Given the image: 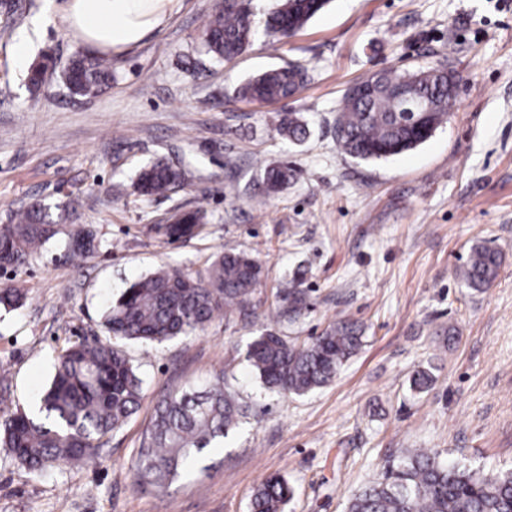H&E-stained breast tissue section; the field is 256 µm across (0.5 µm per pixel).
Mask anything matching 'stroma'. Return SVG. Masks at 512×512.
Masks as SVG:
<instances>
[{"mask_svg":"<svg viewBox=\"0 0 512 512\" xmlns=\"http://www.w3.org/2000/svg\"><path fill=\"white\" fill-rule=\"evenodd\" d=\"M66 0L0 6V225L40 201L59 224L92 228L77 257L52 240L12 270L22 306L0 310V419L37 406L60 354L105 339L110 300L162 266L205 271L219 251L262 266L256 315L216 317L162 344L122 342L144 388L138 412L95 461L40 475L0 448V512H248L272 474L293 489L286 512H346L350 496L381 480L403 449L424 448L475 468H512V0H330L288 44L266 31L275 0H245L255 34L230 63L202 48L218 0H184L140 44L112 54V79L95 96L61 77L95 48L62 21ZM25 45V59L16 56ZM52 51L58 77L39 90L27 72ZM297 60L309 82L275 104L235 101V85ZM447 61L460 81L447 121L423 144L380 161L343 154L333 122L345 90L383 69ZM294 111L310 135L271 129ZM186 182L146 199L132 182L156 159ZM288 162V187L264 195L265 166ZM199 208V236L162 230L176 209ZM502 253L495 281L475 292L458 275L470 249ZM302 273L308 308L276 316L280 284ZM352 319L361 349L328 385L303 396L265 392L249 372L250 343L272 330L303 343ZM434 380L422 392L418 370ZM223 376L246 412L208 467L164 489L138 488L132 459L169 390Z\"/></svg>","mask_w":512,"mask_h":512,"instance_id":"35a3bbf8","label":"stroma"}]
</instances>
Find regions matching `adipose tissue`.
<instances>
[{"label":"adipose tissue","instance_id":"ef3b65f1","mask_svg":"<svg viewBox=\"0 0 512 512\" xmlns=\"http://www.w3.org/2000/svg\"><path fill=\"white\" fill-rule=\"evenodd\" d=\"M183 0H67L64 13L76 38L104 53L139 42L179 12Z\"/></svg>","mask_w":512,"mask_h":512}]
</instances>
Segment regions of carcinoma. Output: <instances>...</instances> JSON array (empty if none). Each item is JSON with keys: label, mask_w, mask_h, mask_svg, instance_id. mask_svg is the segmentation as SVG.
<instances>
[{"label": "carcinoma", "mask_w": 512, "mask_h": 512, "mask_svg": "<svg viewBox=\"0 0 512 512\" xmlns=\"http://www.w3.org/2000/svg\"><path fill=\"white\" fill-rule=\"evenodd\" d=\"M329 0H278L266 20L278 41L296 35ZM205 54L229 61L250 46L254 36L250 12L240 0H222L204 23ZM70 90L91 96L112 79L111 64L98 57H77L63 74ZM448 69L427 65L381 70L350 86L336 113V144L364 161L386 159L428 140L448 118ZM308 71L298 62L253 76L234 89L241 101L278 103L296 95L307 83ZM414 88L434 107L429 112H403L398 89ZM274 130L291 142L307 138L308 126L296 112L278 114ZM293 178L286 163L264 173L265 194L281 191ZM185 182L182 168L162 160L139 173L134 189L144 197H166ZM165 225L172 241L196 237L206 224L201 209L178 210ZM63 235L76 256H87L94 234L86 228H66L50 220L39 203L16 210L0 226V266H18L43 244ZM499 250L475 245L459 277L477 291L497 278ZM261 267L245 251L220 252L206 275L162 267L132 283L106 314L108 332L135 342L162 343L204 328L217 315H249ZM301 280L295 276L279 289L288 308L279 317L296 321L306 307ZM24 294L0 289V309L15 310ZM363 327L354 320L329 325L304 344L276 332L258 336L247 360L262 385L283 395H306L330 383L344 363L361 347ZM142 379L125 352L110 341L82 338L60 355L37 413L18 410L0 422V447L20 466L37 473L67 462L94 460L102 439L121 428L141 406ZM242 415L236 397L218 377L203 387L170 391L156 403L133 463L142 488L162 487L194 469L211 448L224 443ZM293 496L279 475L264 479L253 492L250 512H285ZM346 512H512V469L486 473L460 463H444L439 455L411 448L388 465L382 480L352 496Z\"/></svg>", "instance_id": "1"}]
</instances>
